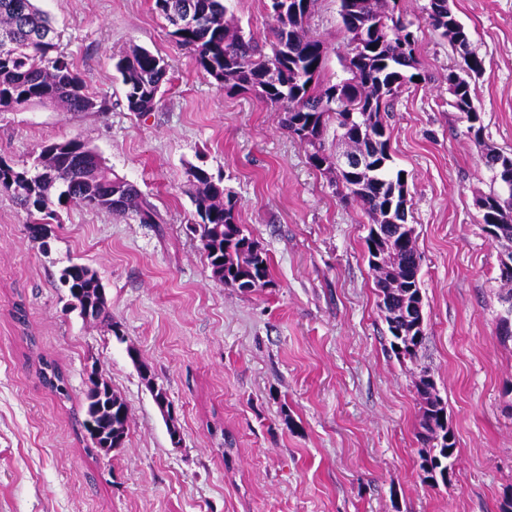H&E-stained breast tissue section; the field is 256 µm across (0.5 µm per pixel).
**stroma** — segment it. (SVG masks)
<instances>
[{
  "label": "stroma",
  "mask_w": 512,
  "mask_h": 512,
  "mask_svg": "<svg viewBox=\"0 0 512 512\" xmlns=\"http://www.w3.org/2000/svg\"><path fill=\"white\" fill-rule=\"evenodd\" d=\"M427 5L400 2L418 28L419 79L384 115L422 259L426 336L413 364L390 350L368 216L309 164L280 113L212 83L152 0H40L61 51L108 109L0 112V156L28 165L45 143L80 138L159 221L72 205L42 245L0 192V512H500L512 493V342L496 333L499 246L476 201L505 190L482 146L512 156V0H449L484 62L471 78L477 139L448 90L460 58ZM311 29L329 48L328 76L342 75L336 0H317ZM135 46L172 75L141 114L128 111L115 67ZM192 164L234 191L239 223L270 258L267 288L243 293L212 278L186 232ZM73 262L97 273L120 335L66 310L59 276ZM131 347L164 389L181 444ZM41 355L64 370L70 400L38 381ZM423 369L458 448L450 483L435 488L418 477ZM93 370L129 409L125 443L107 455L87 453L80 425Z\"/></svg>",
  "instance_id": "obj_1"
}]
</instances>
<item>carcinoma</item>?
<instances>
[{
  "label": "carcinoma",
  "mask_w": 512,
  "mask_h": 512,
  "mask_svg": "<svg viewBox=\"0 0 512 512\" xmlns=\"http://www.w3.org/2000/svg\"><path fill=\"white\" fill-rule=\"evenodd\" d=\"M153 2L162 15L166 14V3L173 9L182 6L193 10L194 26L172 27V40L190 49L197 67L226 93H252L283 113V126L307 147L311 166L332 175L333 182L342 183V199L360 205L370 225L379 224L386 209L392 218L404 221L400 212L407 211V180L401 178L402 171L393 174L389 170L390 133L382 117L416 77L412 69L417 65V38L411 30L413 23L401 20L399 0H336L338 33L346 47L340 62L347 77L340 81L326 76L328 47L310 29L317 0H279L278 11L273 0H268L275 21L269 55L254 36H244L223 0ZM426 11L429 23L449 40L463 61L461 73L448 74V85L454 107L467 118L475 111L467 76L480 73L483 62L471 51L469 32L448 10V0H428ZM40 31L55 34L49 15L37 7L36 0H0V111L45 102L68 112L106 111L107 102L88 93L83 79L58 51L55 39L32 42V34ZM116 68L122 77L127 109L154 111L162 85L168 82L165 60L135 47L119 59ZM351 109L372 127L373 140L356 141L357 124H347ZM332 125L344 129V137L373 151V168L358 173L334 167V155L325 145V134ZM482 158L493 180L503 182L499 168L509 156L487 147ZM187 182L198 217L194 239L208 260L212 277L227 288L245 292L267 287L270 258L238 223L233 192L199 166L187 169ZM509 184L506 196L495 191L482 196L487 210L481 221L505 224L512 235V180ZM0 192L11 195L25 211L29 218L26 229L34 239L37 226L49 223L57 209L70 205L132 216L141 224L157 223L156 212L137 187L114 173L93 148L77 138L44 145L29 168L0 157ZM373 232L369 229L366 245L375 284L390 278L399 281L379 301V308L389 311L393 304L415 299L423 302L420 279L416 278L421 257L415 237L390 240L394 262L383 269L373 261ZM60 280L80 309H91L95 320L115 328L95 271L73 263L63 269ZM422 340L420 330L409 323L404 336L392 335L391 350L415 362ZM36 374L52 395L61 401L70 399L67 376L56 362L40 359ZM89 381L82 422L91 441L87 452L119 448L128 433V406L96 373H91ZM415 388L421 410L417 435L424 447L419 463L422 481L446 485L457 448L445 402L431 381L421 378Z\"/></svg>",
  "instance_id": "carcinoma-1"
}]
</instances>
